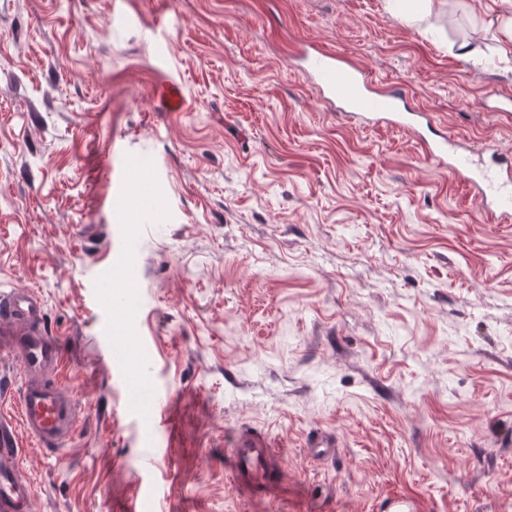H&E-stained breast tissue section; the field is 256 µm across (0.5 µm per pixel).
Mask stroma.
Segmentation results:
<instances>
[{
	"label": "stroma",
	"mask_w": 512,
	"mask_h": 512,
	"mask_svg": "<svg viewBox=\"0 0 512 512\" xmlns=\"http://www.w3.org/2000/svg\"><path fill=\"white\" fill-rule=\"evenodd\" d=\"M508 12L0 0V289L39 296L79 416L43 447L0 352L31 512H512V222L411 132L325 107L300 53L335 50L439 133L512 149V111L485 97L512 95ZM241 428L281 457L261 500L227 474ZM317 436L334 458L308 457Z\"/></svg>",
	"instance_id": "1"
}]
</instances>
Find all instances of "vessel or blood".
Returning <instances> with one entry per match:
<instances>
[{"instance_id":"obj_1","label":"vessel or blood","mask_w":512,"mask_h":512,"mask_svg":"<svg viewBox=\"0 0 512 512\" xmlns=\"http://www.w3.org/2000/svg\"><path fill=\"white\" fill-rule=\"evenodd\" d=\"M307 74L319 81L324 100L337 103L341 115L366 126L384 125L417 132L431 128L424 112L401 111L402 87L389 86L369 94V75L347 58L325 47L307 53ZM433 166L447 171L458 183L475 190L488 213L498 221L512 220V151L492 145L449 151L448 140L436 136L424 144ZM0 335L17 353L24 382L20 414L27 432L40 443L60 445L77 422V408L61 387L45 376L64 368L63 353L43 327V306L30 292H0ZM229 471L238 490L258 497L271 493L281 474L278 455L263 433L239 430L227 450ZM32 487L13 467L0 466V512H29Z\"/></svg>"}]
</instances>
